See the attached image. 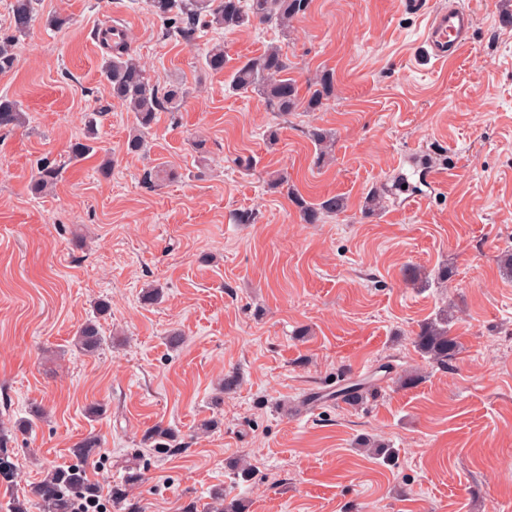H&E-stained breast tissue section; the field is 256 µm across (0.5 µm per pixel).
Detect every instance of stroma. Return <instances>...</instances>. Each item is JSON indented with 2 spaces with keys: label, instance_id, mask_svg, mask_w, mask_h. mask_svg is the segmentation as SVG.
I'll return each instance as SVG.
<instances>
[{
  "label": "stroma",
  "instance_id": "1",
  "mask_svg": "<svg viewBox=\"0 0 512 512\" xmlns=\"http://www.w3.org/2000/svg\"><path fill=\"white\" fill-rule=\"evenodd\" d=\"M463 2L470 48L444 63L424 32L448 0H311L290 33L202 27L189 43L166 36L146 0H37L16 68L0 74V96L27 114L0 130V425L35 403L48 413L13 442L18 491L93 433L102 488L131 456L144 465L142 512H183L218 485L246 512H512V274L500 269L512 252V0ZM53 15L69 25L48 27ZM115 19L160 90L190 91L139 153L127 150L134 115L101 74L97 32ZM215 43L228 59L218 73L201 65ZM271 46L299 90L332 73L326 107L283 114L232 90L234 69ZM91 116L95 150L72 160ZM316 129L333 139L323 164ZM46 160L57 183L33 193ZM158 166L175 180L147 181ZM279 172L289 189L271 187ZM403 177L409 190L367 210ZM294 191L348 207L308 224ZM412 267L447 271L446 287L408 285ZM151 286L159 303L142 299ZM100 300L109 344L90 356L73 340ZM449 304L459 348L444 369L412 338ZM383 364L392 372L363 404L324 398ZM413 369L422 381L400 388ZM230 373L238 383L216 401ZM95 401L102 417L86 413ZM212 417L220 427L199 434ZM159 422L183 452L144 445ZM363 437L394 459L367 455Z\"/></svg>",
  "mask_w": 512,
  "mask_h": 512
}]
</instances>
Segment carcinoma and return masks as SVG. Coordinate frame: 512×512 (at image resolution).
Masks as SVG:
<instances>
[{"label":"carcinoma","instance_id":"1","mask_svg":"<svg viewBox=\"0 0 512 512\" xmlns=\"http://www.w3.org/2000/svg\"><path fill=\"white\" fill-rule=\"evenodd\" d=\"M310 0H148V8L166 25L167 35L181 38L187 43L194 40L198 27L236 31L254 23H275L281 31L288 32L290 23L305 14ZM12 34L0 38V73L11 71L16 64L13 51L15 42L25 36L37 20L35 0H14L12 5ZM224 49L217 45L203 57V66L209 71L224 70ZM105 79L112 87V95L121 100L134 113L135 131L127 140V150L139 152L146 145V138L159 112H178L189 91L181 85H173L160 92L146 71L123 48L110 55L103 66ZM232 89L252 91L264 98L279 112H292L304 105L308 112H315L327 105L334 91L333 76L325 71L307 85V97L301 98L293 79L288 77V58L279 48L266 50L258 57L250 58L232 73ZM26 115L21 104L6 96L0 97V128H15L25 124ZM59 168L44 162L38 168L34 189L42 191L53 185ZM295 204L308 224H316L330 214L346 209L345 198L333 195L317 204H310L295 197ZM451 316L443 309L431 320L423 323L415 334L414 346L430 362L448 367L458 350L456 337L451 335ZM106 338L101 335L94 320L87 321L76 336L74 346L86 354L103 349ZM378 384L373 380L349 381L336 389V398L344 403L357 404L373 395ZM44 407L35 404L30 417L15 422L12 430L0 429V487L11 489L18 480V465L14 449L9 447L10 435L15 432L29 433L44 420ZM144 440L153 444L159 456L175 455L182 451L176 431L161 423L148 429ZM71 462L52 465L43 471L41 479L22 495L11 496L3 505L5 512H29L37 505L40 512H77V506L92 507L102 496L101 487L91 480L87 467L102 454L98 437L88 434L69 450ZM146 480L145 468L133 460L125 468L122 481L109 489V500L123 512H140L130 490ZM183 512H243L241 503L224 498V489L211 492L210 502L200 506L188 502Z\"/></svg>","mask_w":512,"mask_h":512}]
</instances>
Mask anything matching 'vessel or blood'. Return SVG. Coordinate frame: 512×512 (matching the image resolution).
Masks as SVG:
<instances>
[{
    "label": "vessel or blood",
    "mask_w": 512,
    "mask_h": 512,
    "mask_svg": "<svg viewBox=\"0 0 512 512\" xmlns=\"http://www.w3.org/2000/svg\"><path fill=\"white\" fill-rule=\"evenodd\" d=\"M472 27L469 9L452 6L436 10L429 17L425 40L437 59L447 61L469 48Z\"/></svg>",
    "instance_id": "b4317fda"
}]
</instances>
